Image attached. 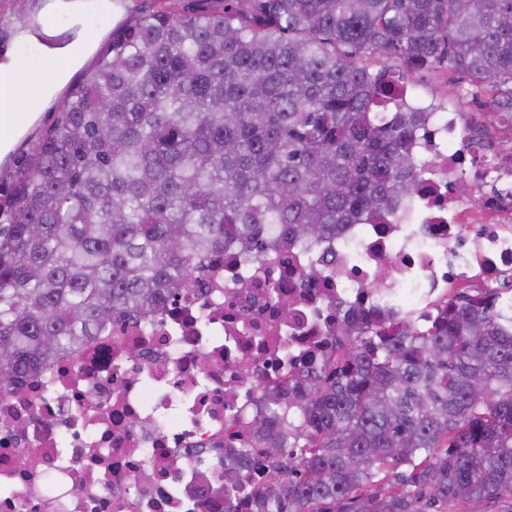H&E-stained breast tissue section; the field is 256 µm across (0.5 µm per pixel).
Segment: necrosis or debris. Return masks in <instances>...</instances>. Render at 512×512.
Here are the masks:
<instances>
[{"instance_id": "1", "label": "necrosis or debris", "mask_w": 512, "mask_h": 512, "mask_svg": "<svg viewBox=\"0 0 512 512\" xmlns=\"http://www.w3.org/2000/svg\"><path fill=\"white\" fill-rule=\"evenodd\" d=\"M420 156L424 189L397 218L305 249L225 252L154 332L124 319L0 392V512H224V458L251 442L264 389L318 368L337 318L384 315L397 294L418 317L455 284L512 273V151L487 149L451 108L429 114ZM312 265L319 280L304 276Z\"/></svg>"}]
</instances>
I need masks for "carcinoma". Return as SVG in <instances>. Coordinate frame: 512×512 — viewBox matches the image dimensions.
<instances>
[{
  "label": "carcinoma",
  "instance_id": "obj_1",
  "mask_svg": "<svg viewBox=\"0 0 512 512\" xmlns=\"http://www.w3.org/2000/svg\"><path fill=\"white\" fill-rule=\"evenodd\" d=\"M464 73L512 112V0H162L112 28L60 112L0 172V391L211 260L384 220L423 183L425 112L366 60ZM305 395L267 394L250 512H512V293L423 319L336 322Z\"/></svg>",
  "mask_w": 512,
  "mask_h": 512
}]
</instances>
